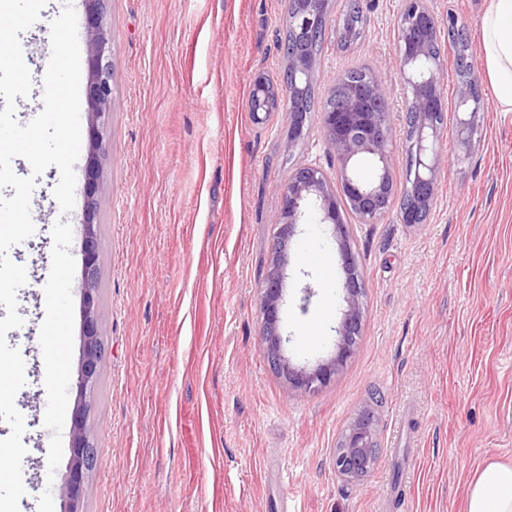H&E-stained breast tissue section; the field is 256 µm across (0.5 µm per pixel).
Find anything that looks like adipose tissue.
Instances as JSON below:
<instances>
[{
	"label": "adipose tissue",
	"instance_id": "obj_1",
	"mask_svg": "<svg viewBox=\"0 0 512 512\" xmlns=\"http://www.w3.org/2000/svg\"><path fill=\"white\" fill-rule=\"evenodd\" d=\"M480 27L482 56L497 105L512 112V0H490ZM466 512H512V464L492 462L478 472Z\"/></svg>",
	"mask_w": 512,
	"mask_h": 512
}]
</instances>
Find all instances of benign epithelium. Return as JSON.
<instances>
[{"label": "benign epithelium", "mask_w": 512, "mask_h": 512, "mask_svg": "<svg viewBox=\"0 0 512 512\" xmlns=\"http://www.w3.org/2000/svg\"><path fill=\"white\" fill-rule=\"evenodd\" d=\"M86 29L89 37L87 67L89 80L87 101L93 123L90 130L92 149L85 167V201L82 222V300L83 354L77 378L78 404L71 415V461L65 480L66 512H83L82 490L96 459L92 441L93 426L89 421V398L97 384L103 360V325L98 319V224L97 196L103 189L100 149L112 109L111 34L105 24L107 0H84ZM328 0H297L292 20L296 46L288 52L286 69L288 83L270 85L265 77L255 79L250 94V112H285L288 114V137L295 139L297 124L296 98L311 79L313 61L304 47L305 35L329 25ZM398 44L403 78V95L407 111L413 115L411 147L415 150L414 176L407 181L405 194L414 203L411 210L402 211L405 224L416 223L415 212L429 210L437 178L439 154L436 145L441 139L444 123L438 116L447 111L441 91L440 58L432 44L440 34L439 20L425 0H405L396 18ZM390 90L374 72L366 73L364 81L345 89L340 105L320 113L321 132L330 152L336 155L340 168L336 179L324 170L304 166L294 170L278 192L275 202L278 228V248L282 249L294 235L295 226L305 215V205L318 203L321 223L335 228L340 253L346 270L344 288L347 309L340 330L336 357L312 371L297 369L282 353V337L278 321L283 296L280 265L268 273L261 295L265 324L267 354L273 365L290 383L305 391L322 386L352 354L354 336L360 324L358 297L360 284L352 253L348 225L341 216L346 205L359 222L369 224L386 212L394 195L390 172L391 157L387 149L390 132ZM477 77L467 72L459 84L454 108L457 159L466 158L471 149L474 120L481 109ZM363 154H371L382 164L381 174L370 184H362L348 175V165ZM337 183L332 189L331 183ZM373 445L368 422L361 418L351 427L349 435L336 448L333 466L336 474L346 481H358L374 467Z\"/></svg>", "instance_id": "1"}]
</instances>
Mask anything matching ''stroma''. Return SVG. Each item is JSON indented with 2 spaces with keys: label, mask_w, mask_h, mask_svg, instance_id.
<instances>
[{
  "label": "stroma",
  "mask_w": 512,
  "mask_h": 512,
  "mask_svg": "<svg viewBox=\"0 0 512 512\" xmlns=\"http://www.w3.org/2000/svg\"><path fill=\"white\" fill-rule=\"evenodd\" d=\"M489 0H429L440 21H464L483 107L470 154L444 132L432 206L420 224L399 207L377 223L342 216L362 280L350 358L313 392L292 386L263 347L260 287L284 273V355L308 369L337 351L346 303L339 245L309 217L275 255L276 194L296 168L339 163L310 113L288 140L283 113L254 123V78L278 79L285 0H109L112 112L98 199V316L105 354L90 421L97 463L85 512H465L488 463H512V112L498 109L481 52ZM47 0L20 35L33 66L16 117L43 110ZM364 33L342 49L334 32L314 64L317 99L339 75L368 66L394 93L388 150L405 185L406 104L396 17L402 0H360ZM57 167L36 177L34 234L23 265L25 362L15 404L25 421L20 512H64L70 417L82 353L83 194L61 214ZM312 297H305V289ZM319 321L313 341L301 335ZM379 458L357 482L333 456L358 418Z\"/></svg>",
  "instance_id": "35a3bbf8"
}]
</instances>
